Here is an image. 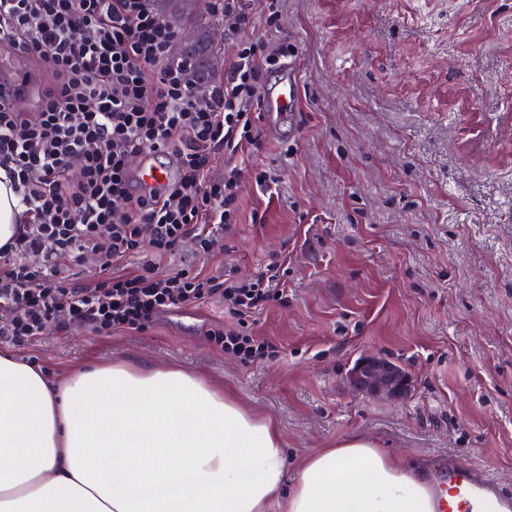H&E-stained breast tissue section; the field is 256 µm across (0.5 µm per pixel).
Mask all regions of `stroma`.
<instances>
[{"instance_id": "obj_1", "label": "stroma", "mask_w": 512, "mask_h": 512, "mask_svg": "<svg viewBox=\"0 0 512 512\" xmlns=\"http://www.w3.org/2000/svg\"><path fill=\"white\" fill-rule=\"evenodd\" d=\"M280 30L302 125L261 129L241 223L180 256L248 278L287 254V302L251 325L279 357L246 364L212 344L219 303L0 354L36 358L54 383L115 362L195 375L277 425L291 476L360 434L414 470L450 453L512 484V0H283ZM256 167L278 171V198ZM366 354L409 375L404 399L348 387Z\"/></svg>"}]
</instances>
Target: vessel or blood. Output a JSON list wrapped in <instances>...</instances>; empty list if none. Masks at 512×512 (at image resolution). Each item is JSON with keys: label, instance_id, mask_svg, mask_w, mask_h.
I'll return each instance as SVG.
<instances>
[{"label": "vessel or blood", "instance_id": "1", "mask_svg": "<svg viewBox=\"0 0 512 512\" xmlns=\"http://www.w3.org/2000/svg\"><path fill=\"white\" fill-rule=\"evenodd\" d=\"M25 56L10 44L0 45V73L8 75L16 92L5 98L10 108L31 110L38 89L29 74ZM299 76L296 65L278 73L263 92L265 124L274 129L288 126L298 131L301 114L298 110ZM173 177V167L159 153L143 152L131 171L138 189L163 190ZM423 479L433 501L434 512H512V488L496 479L488 469L464 463L455 456L442 459L439 466L425 469Z\"/></svg>", "mask_w": 512, "mask_h": 512}]
</instances>
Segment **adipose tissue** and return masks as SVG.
<instances>
[{
	"label": "adipose tissue",
	"mask_w": 512,
	"mask_h": 512,
	"mask_svg": "<svg viewBox=\"0 0 512 512\" xmlns=\"http://www.w3.org/2000/svg\"><path fill=\"white\" fill-rule=\"evenodd\" d=\"M432 512L374 440L309 454L294 478L278 427L175 369L115 363L55 386L0 356V512Z\"/></svg>",
	"instance_id": "ef3b65f1"
}]
</instances>
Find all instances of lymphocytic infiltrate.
Returning a JSON list of instances; mask_svg holds the SVG:
<instances>
[{
	"label": "lymphocytic infiltrate",
	"mask_w": 512,
	"mask_h": 512,
	"mask_svg": "<svg viewBox=\"0 0 512 512\" xmlns=\"http://www.w3.org/2000/svg\"><path fill=\"white\" fill-rule=\"evenodd\" d=\"M213 6L228 67L222 82L202 85L171 58L177 27L152 0H0V41L49 75L36 111L0 107V170L26 217L0 246L1 346L29 347L72 326L142 331L163 313L218 302L232 322L210 329L215 346L250 363L278 356L248 322L287 296L280 257L248 279L160 268L189 244L209 253L219 231L239 223L238 161L261 148L262 90L295 55L287 40L268 47L249 36L259 17L277 29L280 0ZM146 150L176 170L158 196L128 182ZM88 266L93 278L76 281L75 268Z\"/></svg>",
	"instance_id": "obj_1"
}]
</instances>
